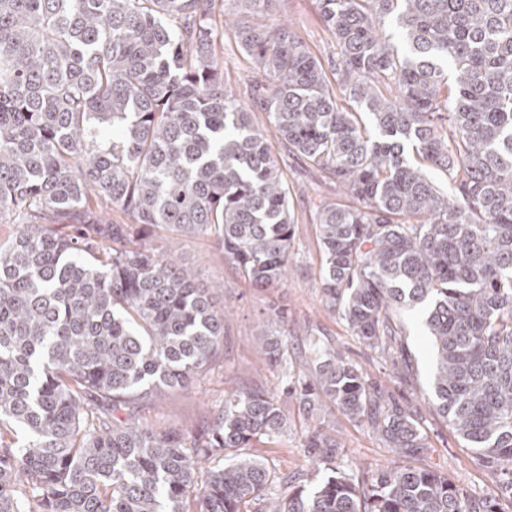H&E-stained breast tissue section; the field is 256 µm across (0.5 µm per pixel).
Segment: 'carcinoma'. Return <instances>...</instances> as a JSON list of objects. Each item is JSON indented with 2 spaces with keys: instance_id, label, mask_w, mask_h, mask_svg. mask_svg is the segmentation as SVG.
Returning <instances> with one entry per match:
<instances>
[{
  "instance_id": "obj_1",
  "label": "carcinoma",
  "mask_w": 512,
  "mask_h": 512,
  "mask_svg": "<svg viewBox=\"0 0 512 512\" xmlns=\"http://www.w3.org/2000/svg\"><path fill=\"white\" fill-rule=\"evenodd\" d=\"M227 2L246 103L224 86L214 0H0V512H499L429 469L360 481L320 428L306 447L332 475L282 499L239 453L283 435L263 392L226 395L188 437L135 421L224 346L213 289L155 232L211 238L257 288L285 280L292 187L261 112L341 189L315 217L325 304L389 353L397 313L421 308L434 411L512 499V0H315L328 67L277 19L285 0ZM310 345L303 408L329 401L404 458L425 447L413 409ZM258 349L288 364L265 332Z\"/></svg>"
}]
</instances>
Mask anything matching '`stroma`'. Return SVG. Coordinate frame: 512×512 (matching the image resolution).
<instances>
[{
  "mask_svg": "<svg viewBox=\"0 0 512 512\" xmlns=\"http://www.w3.org/2000/svg\"><path fill=\"white\" fill-rule=\"evenodd\" d=\"M287 13L295 32L315 55L325 59L335 53V41L317 16L315 0H288ZM283 167L294 188L296 218L287 282L278 288L253 287L224 258L212 239L182 238L180 262L191 267L202 283L217 290L218 306L225 312L224 346L196 380L181 388L165 390L145 404L139 421L188 435L223 405L225 393H272L287 418L288 431L279 440L255 443L245 454L260 458L269 466L280 478L279 490L284 496L293 487L316 480L314 454L305 444L308 432L315 427L325 428L335 437L337 464L351 467L355 476H367L377 469L400 464V457L386 448L367 423L349 420L331 404L311 413L302 410L292 389L298 380L311 375L308 340L314 337L340 349L349 361L361 367L384 400L417 411L426 446L412 458V465L448 474L469 497L498 496L501 471L488 467L463 448L456 433L430 408L434 354L419 311L401 314L405 328L404 357L410 366L408 376L403 378L395 373L391 362L352 335L340 313L325 306L318 287L320 252L314 216L318 207L335 199L336 189L319 182L293 159H285ZM274 300L287 309V323H279L269 315L268 306ZM262 329L274 335L286 334L288 366L268 364L257 352L256 335Z\"/></svg>",
  "mask_w": 512,
  "mask_h": 512,
  "instance_id": "1",
  "label": "stroma"
}]
</instances>
